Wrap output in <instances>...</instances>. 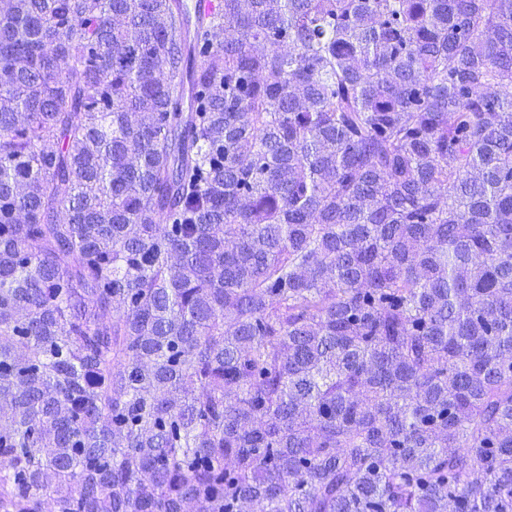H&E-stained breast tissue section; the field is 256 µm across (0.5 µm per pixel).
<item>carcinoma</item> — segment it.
I'll return each instance as SVG.
<instances>
[{"label":"carcinoma","instance_id":"1","mask_svg":"<svg viewBox=\"0 0 512 512\" xmlns=\"http://www.w3.org/2000/svg\"><path fill=\"white\" fill-rule=\"evenodd\" d=\"M512 512V0H0V512Z\"/></svg>","mask_w":512,"mask_h":512}]
</instances>
